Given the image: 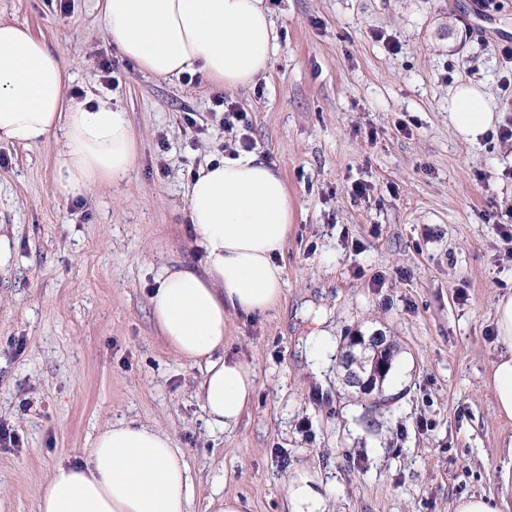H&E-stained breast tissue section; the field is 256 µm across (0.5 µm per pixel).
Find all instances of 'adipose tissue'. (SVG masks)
<instances>
[{"mask_svg":"<svg viewBox=\"0 0 512 512\" xmlns=\"http://www.w3.org/2000/svg\"><path fill=\"white\" fill-rule=\"evenodd\" d=\"M105 33L142 70L177 78L200 73L227 87L265 73L277 43L266 0H97ZM69 75L47 43L0 21V144L39 146L60 134L62 195L112 183L134 169L138 140L129 115L110 99L66 95ZM457 134L474 142L497 116L482 85L457 86L448 99ZM189 245L195 265L167 267L150 292L154 320L173 352L202 368L196 395L212 427L236 426L254 398L256 374L224 356L232 316L274 310L283 292L280 263L293 208L281 175L253 153L200 164L188 182ZM495 324L507 351L491 387L512 420V295L499 299ZM287 512H331L329 492L302 472L285 484ZM194 475L169 433L134 421L100 432L81 462L58 465L39 496V512H189Z\"/></svg>","mask_w":512,"mask_h":512,"instance_id":"obj_1","label":"adipose tissue"}]
</instances>
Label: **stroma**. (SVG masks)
Here are the masks:
<instances>
[{
    "mask_svg": "<svg viewBox=\"0 0 512 512\" xmlns=\"http://www.w3.org/2000/svg\"><path fill=\"white\" fill-rule=\"evenodd\" d=\"M278 33L269 70L220 90L201 75L144 73L104 37L97 0H0L62 59L68 88L111 96L128 112L139 163L123 180L75 197L55 179L61 148L0 144V512H38L54 467L105 426L165 429L198 477L190 512L214 493L251 512H285L284 480L305 469L332 512H449L466 495L504 498L500 467L512 420L491 391L504 345L499 296L512 294V141L474 144L448 118V95L479 82L501 96L512 75V0L471 13L469 0H269ZM117 69L106 87L100 65ZM244 112L226 133L210 99ZM248 138L294 204L274 311L228 323L224 354L256 372L253 403L219 430L194 390L199 367L161 336L149 291L175 258L196 262L185 216L190 173ZM364 182L367 197L353 195ZM337 347L379 331L406 372L376 404L307 370L313 318Z\"/></svg>",
    "mask_w": 512,
    "mask_h": 512,
    "instance_id": "1",
    "label": "stroma"
}]
</instances>
